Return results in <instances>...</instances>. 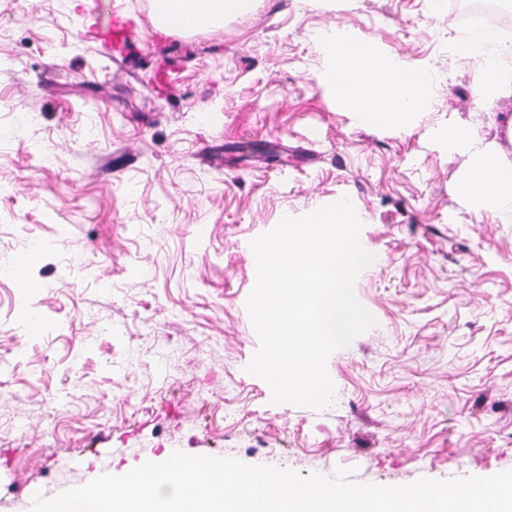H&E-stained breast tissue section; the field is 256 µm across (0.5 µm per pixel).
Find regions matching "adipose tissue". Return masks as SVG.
Masks as SVG:
<instances>
[{
    "label": "adipose tissue",
    "mask_w": 512,
    "mask_h": 512,
    "mask_svg": "<svg viewBox=\"0 0 512 512\" xmlns=\"http://www.w3.org/2000/svg\"><path fill=\"white\" fill-rule=\"evenodd\" d=\"M155 6L167 12L165 31L182 30L187 20L199 26L214 25L224 16L237 13L243 0H154ZM495 35L489 30H477L457 45L460 55L478 62L474 81L478 99L492 100L512 90V83L503 78L495 52ZM336 61L337 72L347 73L348 78L336 88L349 94L350 104L359 122L379 117L399 125L407 124L418 112L430 107L432 98L423 89L420 74L410 68H399L389 58L374 56L360 60L348 52V43L339 40L327 48ZM390 81L392 89L384 99L376 94L381 81ZM479 138L468 128L458 132L453 147L459 152L474 153L475 159L464 176L460 191L466 198L476 201L483 210L512 220V164L503 163L497 153V142H488L485 151H478Z\"/></svg>",
    "instance_id": "ef3b65f1"
}]
</instances>
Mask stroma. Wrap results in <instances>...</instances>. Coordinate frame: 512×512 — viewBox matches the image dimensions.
I'll list each match as a JSON object with an SVG mask.
<instances>
[{
  "label": "stroma",
  "instance_id": "35a3bbf8",
  "mask_svg": "<svg viewBox=\"0 0 512 512\" xmlns=\"http://www.w3.org/2000/svg\"><path fill=\"white\" fill-rule=\"evenodd\" d=\"M98 2L0 0V512L177 450L388 486L512 470V222L448 149L506 144L512 95L476 100L457 0H248L176 33L123 0L116 59ZM367 36L430 84L406 126L330 80L327 44ZM344 197L375 324L329 357L328 407L272 403L250 242ZM133 27V22L119 8L112 7V18L106 27L97 25L89 38L99 43L102 48L121 54L127 43V35Z\"/></svg>",
  "mask_w": 512,
  "mask_h": 512
}]
</instances>
